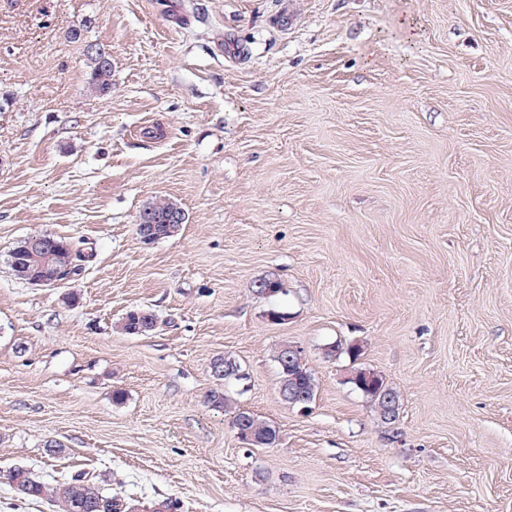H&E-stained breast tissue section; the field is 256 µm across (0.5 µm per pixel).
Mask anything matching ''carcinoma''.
<instances>
[{"label":"carcinoma","instance_id":"obj_1","mask_svg":"<svg viewBox=\"0 0 512 512\" xmlns=\"http://www.w3.org/2000/svg\"><path fill=\"white\" fill-rule=\"evenodd\" d=\"M89 60V86L101 94L112 88V66L103 61L110 56L109 49L102 44L96 45V50L87 52ZM176 204L165 201L152 204L143 209V214L149 216L154 224H163ZM27 241L23 240L10 254V260L15 262L17 271L21 274L37 273L45 264V254L41 251L26 249ZM72 263L66 275H81L86 269V263L92 254L74 245L71 250ZM279 376L283 385L293 384L298 390L315 398L317 385L314 376L303 359L292 362L291 368H279ZM248 429L252 436L264 447L274 446L278 438V430L270 422L250 413L248 414ZM9 485L24 498L47 499L54 503L60 512H127L123 500L105 492L93 478L80 472L55 485L37 480L32 473L21 466L9 470L7 474Z\"/></svg>","mask_w":512,"mask_h":512}]
</instances>
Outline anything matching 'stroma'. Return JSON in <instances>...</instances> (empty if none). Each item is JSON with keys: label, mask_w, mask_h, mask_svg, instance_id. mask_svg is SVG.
Masks as SVG:
<instances>
[{"label": "stroma", "mask_w": 512, "mask_h": 512, "mask_svg": "<svg viewBox=\"0 0 512 512\" xmlns=\"http://www.w3.org/2000/svg\"><path fill=\"white\" fill-rule=\"evenodd\" d=\"M160 200L186 221L147 244ZM37 233L85 272L19 279ZM16 466L183 512H512V0H0V512H56ZM92 46L90 45V50L87 51L90 68L88 83L91 88L100 94H105L112 88V64L106 65L103 56L112 60L111 54L104 45L94 44L96 46L95 51L91 49ZM284 350L288 353V356L282 359L283 362H287L288 360L289 366L293 359L296 360L292 362L291 368L288 370V366L283 368L279 363V360L283 357V346L276 353L275 361L278 364L279 376L282 382V384L280 382V396L286 403L298 405L301 406V409H306L312 402L311 399L313 400L316 396L317 385L315 378L304 360L299 358L303 356L300 348L292 344H285ZM289 375L292 376V384L301 392H305L311 399H309L306 394L299 392L289 382ZM282 385L288 386V389L282 388ZM362 371V370H360ZM358 373L355 372V374H352L348 379L351 382H354L358 385L365 386L371 389H377L378 392L382 393V401H383V408L382 412L379 413L382 418H384L389 423H395L400 416V408L397 396L393 393L389 392L388 390H383L382 387H380V381L378 378V375L370 372V371H363ZM353 383V384H354ZM355 385V384H354ZM356 386V385H355ZM357 387V386H356ZM359 390H361L359 387H357ZM373 403L376 412H378L381 400L380 395L376 390H372L369 392H365L361 390ZM247 414L248 416V429L250 430L252 438L249 432L246 429L247 426V418L245 415L240 416L235 422L237 416ZM234 422V428L238 435V438L244 442V444L252 447L251 443L261 442V447H272L277 442L278 439V430L276 427L271 424L269 421L260 419L258 416L253 413L248 412H238V410L233 412L232 423ZM257 439V440H256ZM276 439V440H275ZM271 440V442H268ZM275 440V441H274Z\"/></svg>", "instance_id": "obj_1"}]
</instances>
